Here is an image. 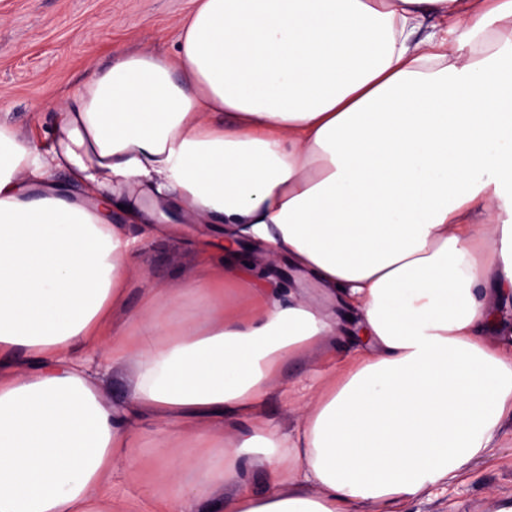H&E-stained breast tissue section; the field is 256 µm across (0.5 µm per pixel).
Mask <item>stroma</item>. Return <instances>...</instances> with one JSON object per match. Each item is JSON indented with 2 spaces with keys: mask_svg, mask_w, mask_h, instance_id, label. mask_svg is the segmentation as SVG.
<instances>
[{
  "mask_svg": "<svg viewBox=\"0 0 512 512\" xmlns=\"http://www.w3.org/2000/svg\"><path fill=\"white\" fill-rule=\"evenodd\" d=\"M193 7V0H0V123L37 139L59 103L120 52L174 54L180 21ZM196 268V248L182 225L146 242L128 269L127 311L141 310L144 285L164 287ZM327 367L326 354L307 353L284 368V389L314 383ZM284 389L274 392L259 413L262 422L283 434L297 418ZM506 499L512 500V438L507 436L460 477L399 504L397 512H496Z\"/></svg>",
  "mask_w": 512,
  "mask_h": 512,
  "instance_id": "stroma-1",
  "label": "stroma"
}]
</instances>
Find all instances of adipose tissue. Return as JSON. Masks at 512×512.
<instances>
[{
  "label": "adipose tissue",
  "mask_w": 512,
  "mask_h": 512,
  "mask_svg": "<svg viewBox=\"0 0 512 512\" xmlns=\"http://www.w3.org/2000/svg\"><path fill=\"white\" fill-rule=\"evenodd\" d=\"M43 136L0 124V512H112L118 464L151 491L125 512H395L503 437L512 0H196L175 55L121 54ZM167 223L199 270L128 313ZM240 239L309 287H261ZM347 319L365 347L261 426ZM331 357V351L329 353L312 351L299 361L287 365L283 370L281 388L286 393L283 394L279 390L268 398L260 410V421L267 423L269 427L281 434L293 429L296 426L298 413L288 404V386L314 383L320 374L325 373L328 368L326 360Z\"/></svg>",
  "instance_id": "adipose-tissue-1"
}]
</instances>
